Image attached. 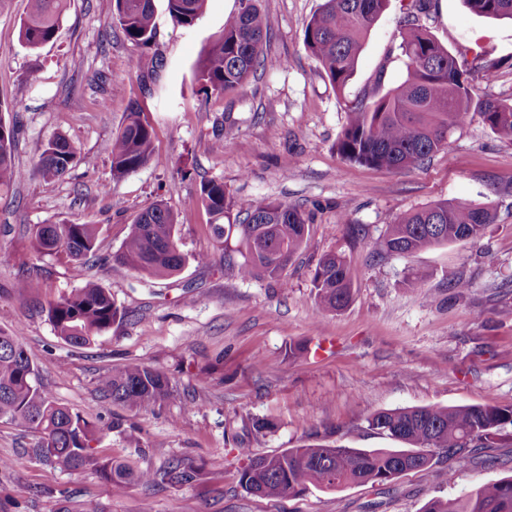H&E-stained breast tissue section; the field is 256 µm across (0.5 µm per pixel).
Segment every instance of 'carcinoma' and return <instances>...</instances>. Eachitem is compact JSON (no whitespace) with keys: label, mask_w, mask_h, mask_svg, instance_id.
Returning a JSON list of instances; mask_svg holds the SVG:
<instances>
[{"label":"carcinoma","mask_w":512,"mask_h":512,"mask_svg":"<svg viewBox=\"0 0 512 512\" xmlns=\"http://www.w3.org/2000/svg\"><path fill=\"white\" fill-rule=\"evenodd\" d=\"M174 25L191 28L203 15L206 0H166ZM474 13L512 20V0H464ZM389 0H322L304 32L305 50L319 64L336 91L352 80L366 39ZM238 12L224 22V31L206 52L197 79L206 92L222 94L241 88L261 66L279 61L264 54L267 25L259 0H239ZM67 0H27L19 41L29 50L51 42L66 11ZM101 8L132 46L141 49L131 60L140 71L158 64L146 53L156 39L155 0H101ZM429 0H413L401 26L398 46L405 66L404 80L395 88L347 109V121L336 141L341 159L368 166L403 170L419 165L448 147V137L478 112L488 128L512 140V99L477 96L467 78L465 63L420 23L428 15ZM19 127L0 117V192L20 183L25 173L16 167L14 152ZM155 131L136 103L125 123L106 146L112 179L154 160ZM76 158V148L64 135L49 140L32 175L45 182L64 177ZM197 203L211 216L217 247L224 248V268L242 280L269 279L287 287L283 271L304 242L308 216L278 200L238 206L224 182L201 184ZM177 219L159 201L141 212L112 261L154 278L179 273L187 258L177 238ZM494 222L492 210L449 200L438 201L396 218L380 242L382 251L409 256L448 243H476ZM30 247L38 255L64 254L76 275L97 255L98 228L94 224H37ZM240 256L236 260L230 252ZM312 284L322 311L337 312L351 299L347 260L341 253L323 255ZM47 316L67 344L82 347L112 327L120 312L110 293L85 280L70 293L49 302ZM104 396L134 409L176 398L170 378L140 364H130L99 379ZM0 423L40 434L32 456L41 463L78 471L94 470L107 482L148 486L157 481L189 484L192 466L172 460L158 470L97 454L92 442L98 429L81 415L59 404L38 380L34 364L20 338L0 332ZM379 435L407 444L405 448L357 449L306 445L281 453L257 456L238 449L247 463L239 483L248 494L262 498L298 496L312 487L333 490L348 485H387L403 473L423 470L441 455L453 465L484 462L482 450L512 440V406L482 405L407 407L380 410L367 418ZM422 512H512V478L478 486L454 498H433Z\"/></svg>","instance_id":"1"}]
</instances>
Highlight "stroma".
<instances>
[{"label": "stroma", "instance_id": "obj_1", "mask_svg": "<svg viewBox=\"0 0 512 512\" xmlns=\"http://www.w3.org/2000/svg\"><path fill=\"white\" fill-rule=\"evenodd\" d=\"M321 0H260L269 30L265 55L281 67L258 70L235 91L205 95L195 72L239 0H207L189 30L174 27L156 0L153 53L165 65L132 71L135 49L111 37L99 0H68L53 41L21 47L27 0L0 6V117L18 121L17 167L32 169L54 136L77 158L62 179L28 178L0 195V330L21 336L44 388L102 430L100 456L157 469L174 459L197 470L172 486L110 485L96 473L45 465L29 454L36 434L0 423V512H50L68 500L78 512H421L430 499L456 498L512 476V446L489 449L490 463L457 469L442 458L385 486L310 489L290 498L247 494L238 448L267 455L318 444L393 448L366 422L373 412L428 405H512V141L479 114L423 164L394 171L343 161L336 140L347 107L404 73L400 25L411 0H390L373 27L344 93L321 75L303 45ZM429 31L467 61L478 94L512 98V22L470 12L463 0H433ZM37 69L38 80L26 74ZM122 92H113L114 83ZM138 102L154 131V162L113 181L106 142ZM291 169H283L285 157ZM219 180L240 204L276 199L310 216L305 241L288 264L287 287L224 272L198 207L202 182ZM438 200L486 206L495 221L477 243L434 247L409 257L378 243L389 224ZM179 215L188 264L151 278L105 259L134 217L155 202ZM94 224L100 261L88 278L108 290L121 318L82 348L66 344L47 303L80 285L63 254L30 248L37 224ZM345 253L352 297L319 311L312 276L320 257ZM211 254L201 265L196 255ZM427 274L423 294L406 284ZM43 287L23 288L27 276ZM459 279L470 287L453 297ZM138 363L160 370L179 397L138 410L112 403L101 375ZM273 423L256 432L253 422Z\"/></svg>", "mask_w": 512, "mask_h": 512}]
</instances>
